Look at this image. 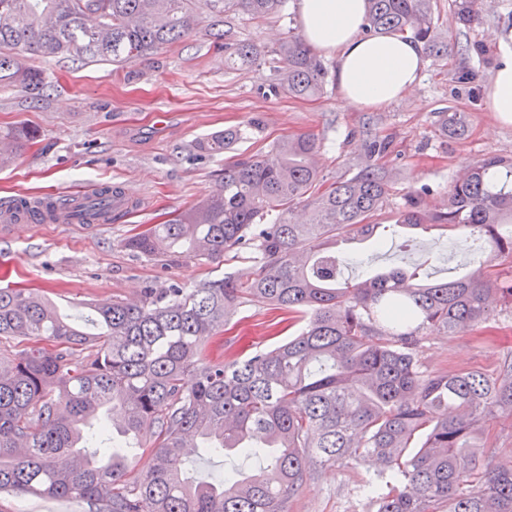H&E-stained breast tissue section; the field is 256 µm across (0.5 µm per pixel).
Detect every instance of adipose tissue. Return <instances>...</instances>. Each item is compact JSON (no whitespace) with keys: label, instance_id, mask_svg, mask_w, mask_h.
I'll list each match as a JSON object with an SVG mask.
<instances>
[{"label":"adipose tissue","instance_id":"adipose-tissue-1","mask_svg":"<svg viewBox=\"0 0 512 512\" xmlns=\"http://www.w3.org/2000/svg\"><path fill=\"white\" fill-rule=\"evenodd\" d=\"M301 35L316 51L334 58L345 105L378 108L401 98L423 69L419 45L396 36H369L365 0H297ZM488 111L512 123V46L503 45L486 96Z\"/></svg>","mask_w":512,"mask_h":512}]
</instances>
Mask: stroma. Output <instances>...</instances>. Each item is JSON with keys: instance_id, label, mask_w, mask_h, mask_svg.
Returning <instances> with one entry per match:
<instances>
[{"instance_id": "35a3bbf8", "label": "stroma", "mask_w": 512, "mask_h": 512, "mask_svg": "<svg viewBox=\"0 0 512 512\" xmlns=\"http://www.w3.org/2000/svg\"><path fill=\"white\" fill-rule=\"evenodd\" d=\"M450 0H434L448 38L447 61L425 58L419 82L400 100L376 109L346 106L336 83L319 97L300 100L270 94L279 73L270 55L288 34L293 5L264 21L244 14L216 23L202 14L189 37L118 68L107 62L66 57H31L49 84L39 99L17 87H0V129L23 123L37 128L38 141L15 163L0 169V206L20 192L74 193L87 186L121 185L128 208L113 212L108 224H20L0 234V287L49 292L62 313L77 318L88 303L129 300L145 288L176 283L190 288L233 273L248 279L249 250L232 261L178 262L131 251L125 240L136 229L160 224L191 207L224 176L226 163L264 155L273 145L302 133L321 145L319 168L326 182L349 179L364 164L370 139L389 141L382 162L392 173L388 201L373 218L385 239L341 245L349 261L343 278L359 281L367 271L398 266L431 280L470 270L455 238L437 230L410 233L396 222L407 192L420 194L424 209L437 208L465 166L491 155H512V124L485 107L499 54V42L512 32V0H490L479 25L457 26ZM265 51L261 63L228 67L224 50L208 34L211 24ZM479 45L483 56L464 57V45ZM474 73L461 83V69ZM463 112L468 132L460 139L438 136L433 115ZM239 128L244 137L229 152L206 154L203 138ZM279 312L257 303L243 305L222 338L227 353L244 356L273 344ZM512 356V315L497 314L474 330L431 335L421 363L430 372L474 369L496 377ZM375 466H327L288 501V512H366L361 493Z\"/></svg>"}]
</instances>
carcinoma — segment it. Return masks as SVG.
I'll use <instances>...</instances> for the list:
<instances>
[{
	"instance_id": "obj_1",
	"label": "carcinoma",
	"mask_w": 512,
	"mask_h": 512,
	"mask_svg": "<svg viewBox=\"0 0 512 512\" xmlns=\"http://www.w3.org/2000/svg\"><path fill=\"white\" fill-rule=\"evenodd\" d=\"M365 33L395 35L437 61L448 41L433 0H365ZM210 13L253 18L282 12L285 0H204ZM486 0H451L456 24L477 23ZM195 0H0V84L35 96L43 74L31 55L122 64L191 33ZM224 38L227 61L262 57L251 43ZM281 82L295 98L323 94L328 71L288 31L278 50ZM437 130L457 138L463 112H440ZM38 137L19 124L0 130L14 151ZM243 138L226 129L199 144L222 153ZM313 135L224 166V181L163 224L126 240L140 254L170 261L224 260L253 250L252 277L230 273L193 288H146L136 303L89 306L84 324L61 315L44 292L0 288V342L25 344L0 360V493L89 504L93 512H287L313 466L376 461L362 487L369 512H512V468L485 463L483 417L512 419V359L495 379L478 370L432 373L419 354L425 337L452 335L512 314V156L470 163L433 212L406 195L399 226L455 233L474 268L421 283L399 267L339 280L336 245L376 240L370 219L388 200L386 169L366 164L322 187ZM111 188L86 203L89 223L105 220ZM249 302L286 314L291 331L239 358L209 353L237 309ZM120 409L123 420L109 426ZM262 456L248 474L200 480L187 469L202 452ZM130 448L150 451L144 475L101 461Z\"/></svg>"
}]
</instances>
